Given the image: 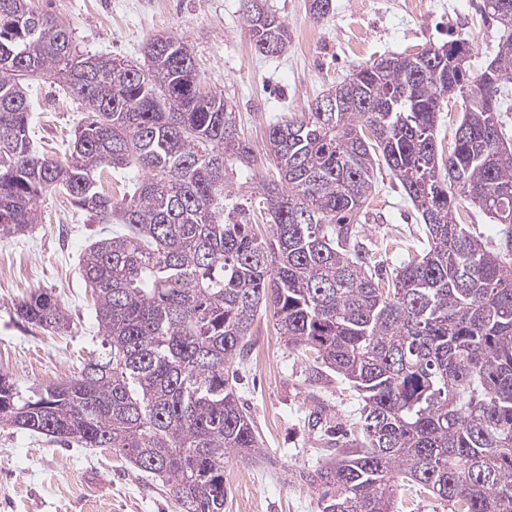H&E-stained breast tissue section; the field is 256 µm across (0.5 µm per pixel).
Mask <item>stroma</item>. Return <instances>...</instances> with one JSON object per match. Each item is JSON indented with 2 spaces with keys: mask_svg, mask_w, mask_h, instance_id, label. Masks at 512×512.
Masks as SVG:
<instances>
[{
  "mask_svg": "<svg viewBox=\"0 0 512 512\" xmlns=\"http://www.w3.org/2000/svg\"><path fill=\"white\" fill-rule=\"evenodd\" d=\"M288 23L287 53L256 52L241 0H30L69 27L78 50L142 58L152 35L174 31L194 51L205 91L223 94L255 154L268 149L270 122L307 111L324 90L358 65L387 53L416 52L453 38L472 46L471 66L481 70L501 30L481 15L482 0H333L321 21L308 0H266ZM35 111L34 144L49 159L62 158L83 116L79 101L39 76L29 79ZM373 211L362 236L387 266L407 259L421 226L417 213L387 170L378 171ZM41 221L28 234L0 240V374L18 386H48L79 373L97 345L92 295L79 258L101 236V225L62 194L46 195ZM55 294L69 317L68 331L22 322L15 306L34 289ZM251 352L233 368L237 392L261 435L265 451L226 463L224 512H320L318 496L296 479L332 447L308 416L325 406L334 423L356 430L360 399L340 378L312 381L301 352L288 347L261 308ZM0 512H180L168 487L109 448L63 447L50 438L0 428Z\"/></svg>",
  "mask_w": 512,
  "mask_h": 512,
  "instance_id": "35a3bbf8",
  "label": "stroma"
}]
</instances>
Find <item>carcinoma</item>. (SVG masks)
Masks as SVG:
<instances>
[{
    "label": "carcinoma",
    "instance_id": "carcinoma-1",
    "mask_svg": "<svg viewBox=\"0 0 512 512\" xmlns=\"http://www.w3.org/2000/svg\"><path fill=\"white\" fill-rule=\"evenodd\" d=\"M503 31L483 70L465 39L381 56L268 129L267 158L236 110L202 89L175 33L150 37L145 63L76 51L73 32L29 0H0V239L39 223L52 191L102 224L82 275L99 345L80 373L23 390L0 374V427L67 447L110 448L170 487L182 512H224V462L262 452L225 368L245 358L261 307L319 369L361 398L359 435L301 478L321 512H394L404 482L448 512H512V235L495 247L459 223L475 208L512 214V0H483ZM255 49L288 51V23L243 0ZM60 82L84 106L61 160L36 152L25 79ZM465 110L438 145L445 101ZM273 161L259 225L237 221L238 174ZM144 172L119 198L104 168ZM384 168L423 242L385 271L360 224ZM17 317L58 331V297L34 290Z\"/></svg>",
    "mask_w": 512,
    "mask_h": 512
}]
</instances>
